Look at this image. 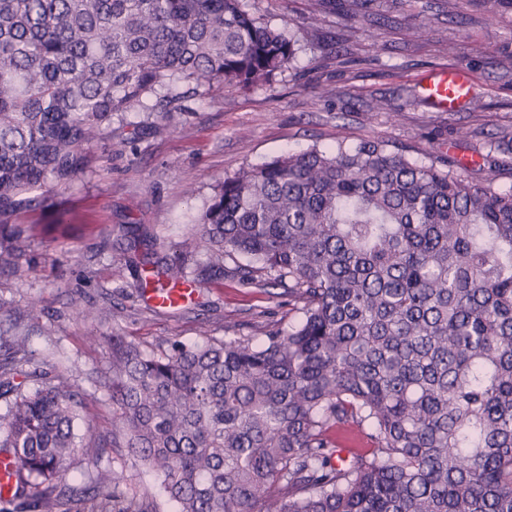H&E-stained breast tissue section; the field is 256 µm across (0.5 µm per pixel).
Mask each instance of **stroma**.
Returning <instances> with one entry per match:
<instances>
[{
    "mask_svg": "<svg viewBox=\"0 0 512 512\" xmlns=\"http://www.w3.org/2000/svg\"><path fill=\"white\" fill-rule=\"evenodd\" d=\"M257 16L294 31L297 57L269 85L245 92L213 84L189 93L186 111L163 124L158 113L128 112L113 120L112 136L94 148L95 170L70 189L45 192L42 207L25 212L27 237L12 265H0V319L30 332L34 352L21 389L51 382L48 362L64 359L81 392L78 434L100 443L101 462L75 459L69 476L106 468L122 473L126 490H156L157 478L112 437L106 387L112 337L147 350L227 336L228 325L262 336L266 324L287 327L288 300L212 277L175 312L151 311L126 263L123 232L140 227L157 238L160 256H184L190 267L206 254L192 227L212 187L244 167L311 146L388 141L412 159L473 160L466 174L512 190V154L494 169L480 161L501 130L512 129V0H368L352 15L322 11L319 0H248ZM425 34H417V27ZM465 67L472 94L456 112L435 111L418 95L428 72ZM465 137H458V130ZM39 300L38 317L27 305ZM89 309L77 318L75 301ZM51 326L52 335L41 332Z\"/></svg>",
    "mask_w": 512,
    "mask_h": 512,
    "instance_id": "1",
    "label": "stroma"
}]
</instances>
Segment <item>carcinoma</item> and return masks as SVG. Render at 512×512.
I'll return each mask as SVG.
<instances>
[{
  "label": "carcinoma",
  "mask_w": 512,
  "mask_h": 512,
  "mask_svg": "<svg viewBox=\"0 0 512 512\" xmlns=\"http://www.w3.org/2000/svg\"><path fill=\"white\" fill-rule=\"evenodd\" d=\"M297 43L244 0H0V226L91 172L112 117L163 104L169 122L185 83H270ZM195 235L191 276L130 233L138 287L218 274L283 288L295 318L158 351L112 337V433L178 512H512L511 191L340 137L218 182ZM2 336L7 512H157L115 471L68 478L104 453L76 440L72 376L21 393L30 333Z\"/></svg>",
  "instance_id": "cac0c4a2"
}]
</instances>
